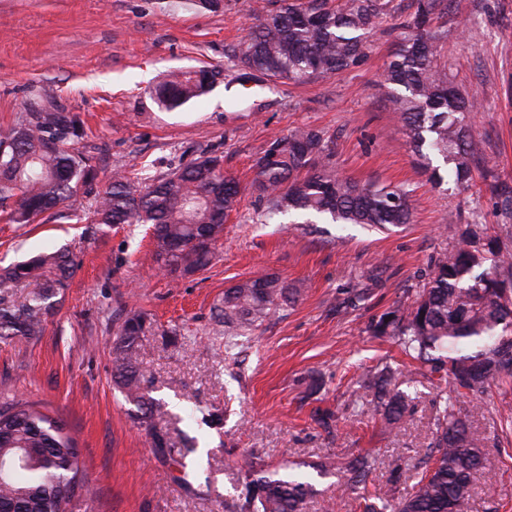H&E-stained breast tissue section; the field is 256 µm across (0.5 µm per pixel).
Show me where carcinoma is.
<instances>
[{
	"label": "carcinoma",
	"instance_id": "1",
	"mask_svg": "<svg viewBox=\"0 0 512 512\" xmlns=\"http://www.w3.org/2000/svg\"><path fill=\"white\" fill-rule=\"evenodd\" d=\"M277 10L258 0V29L241 41L225 69L242 68L239 81L263 78L274 84H306L340 75L364 63L367 39L392 12V0H281ZM447 0H415V10L398 24L397 46L382 82L402 133L430 181L450 173L456 185L472 186L478 144L466 115L475 94L461 93L448 80L447 33L430 28ZM221 71L181 69L150 90L173 111L206 95ZM84 129L77 117L39 104L0 129V212L11 224H33L80 193L94 190L96 172L78 148ZM255 179L266 223L285 219L304 224H358L386 229L412 221L410 193L400 187L361 184L336 173L321 130L302 127L278 136L256 160ZM240 188L224 174L218 157H202L144 184L118 174L97 193L96 224H149L155 260L170 274L207 266L224 224L237 211ZM463 246L436 264L428 285L407 306L379 316L372 335L393 336L405 354L429 365L448 381L433 418L434 455L414 491L390 501L364 502L363 512H461L474 495L472 475L489 466L482 443L457 411L463 398L512 380V251L480 224H467ZM76 256L66 246L0 268V288L29 289L18 303L0 294V338L42 334L52 298L67 286ZM275 274L239 281L224 291L217 323L224 327L225 357L236 338L257 328L301 295ZM113 371L126 397L152 420L160 403L149 396L136 349L146 320L115 310ZM399 374L389 365L367 371L353 403L358 412L402 424L408 403L394 391ZM154 446L180 467L189 448H174L160 431ZM364 455L347 462L342 491L354 490L370 472ZM83 474V461L63 420L35 404L0 403V512H69ZM311 485L292 474L250 468L236 512H304Z\"/></svg>",
	"mask_w": 512,
	"mask_h": 512
}]
</instances>
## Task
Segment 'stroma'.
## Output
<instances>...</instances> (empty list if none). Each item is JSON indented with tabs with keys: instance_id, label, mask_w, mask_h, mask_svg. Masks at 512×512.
Segmentation results:
<instances>
[{
	"instance_id": "obj_1",
	"label": "stroma",
	"mask_w": 512,
	"mask_h": 512,
	"mask_svg": "<svg viewBox=\"0 0 512 512\" xmlns=\"http://www.w3.org/2000/svg\"><path fill=\"white\" fill-rule=\"evenodd\" d=\"M253 0L199 11L181 0H0V127L30 104L74 113L98 186L114 174L157 178L219 157L241 200L215 259L190 275L160 271L145 224L94 223V194H81L39 224L0 220V266L67 244L79 263L58 294L42 335L0 341V402L23 400L60 417L86 465L71 512H234L251 465H288L312 486L306 512H361L359 497L397 486L410 492L431 454L432 418L443 387L369 325L407 302L460 228L484 224L512 243V211L495 188L512 185V0H448V74L477 92L469 121L482 143L471 190L433 185L396 123L381 85L395 47L393 25L370 39L363 65L308 85L252 80L241 89L227 58L257 20ZM210 67L222 76L201 101L168 111L149 96L168 71ZM322 130L337 173L409 190L413 223L390 230L355 224H262L253 188L257 158L295 128ZM262 272L301 281L294 304L239 337L224 357L214 305L225 288ZM142 314L137 361L153 398L167 406L153 428L115 385L112 317ZM410 371L409 410L396 430L354 414L360 376L384 364ZM461 414L494 463L478 472L463 512H512V391L491 387ZM333 413L331 428L314 415ZM190 446L177 466L152 446L151 431ZM374 462L357 492L337 489L346 463Z\"/></svg>"
}]
</instances>
